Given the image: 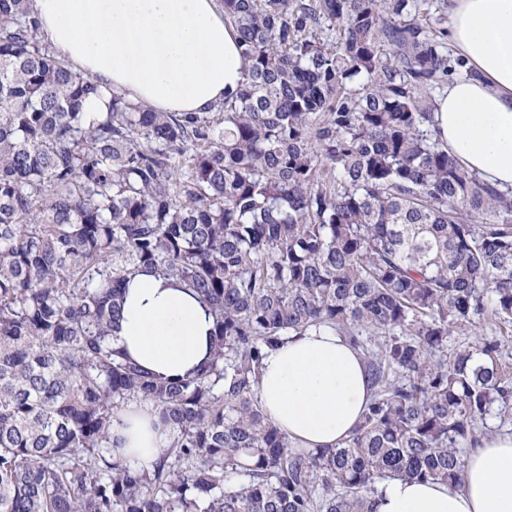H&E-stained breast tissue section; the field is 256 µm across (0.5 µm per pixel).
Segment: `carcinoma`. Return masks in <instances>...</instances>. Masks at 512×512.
Wrapping results in <instances>:
<instances>
[{"instance_id":"obj_1","label":"carcinoma","mask_w":512,"mask_h":512,"mask_svg":"<svg viewBox=\"0 0 512 512\" xmlns=\"http://www.w3.org/2000/svg\"><path fill=\"white\" fill-rule=\"evenodd\" d=\"M422 5L224 0L248 79L180 114L105 95L30 0H0V512H371L391 478L461 485V448L512 411L476 331L512 323V193L427 126L465 64ZM92 94L106 111L83 112ZM140 272L208 308L204 368L166 380L112 348ZM312 327L373 386L334 448L291 445L255 396L264 351ZM139 400L172 429L150 471L109 449Z\"/></svg>"}]
</instances>
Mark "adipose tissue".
<instances>
[{
	"label": "adipose tissue",
	"mask_w": 512,
	"mask_h": 512,
	"mask_svg": "<svg viewBox=\"0 0 512 512\" xmlns=\"http://www.w3.org/2000/svg\"><path fill=\"white\" fill-rule=\"evenodd\" d=\"M32 9L59 58L158 112L211 111L247 78L217 0H32ZM448 42L476 75L448 82L434 129L466 169L512 188V0H450ZM212 326L190 292L141 272L109 342L142 369L174 379L203 366ZM255 392L292 444L322 448L349 436L372 387L359 353L321 327L267 350ZM169 437L148 402L124 405L112 419V455L136 469L153 468ZM372 512H512V435L472 449L460 488L395 478L373 496Z\"/></svg>",
	"instance_id": "obj_1"
}]
</instances>
